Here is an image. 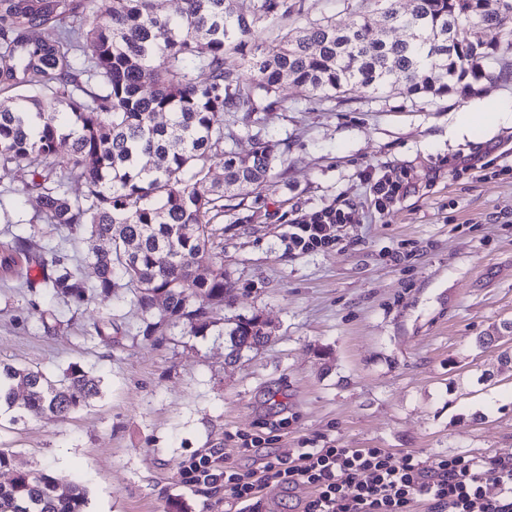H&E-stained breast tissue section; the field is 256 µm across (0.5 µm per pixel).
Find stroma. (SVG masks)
Instances as JSON below:
<instances>
[{"label":"stroma","mask_w":512,"mask_h":512,"mask_svg":"<svg viewBox=\"0 0 512 512\" xmlns=\"http://www.w3.org/2000/svg\"><path fill=\"white\" fill-rule=\"evenodd\" d=\"M292 2L287 18L259 25L263 47L309 21L381 26L376 0ZM497 66L508 78L463 95L358 89L319 100L284 84L267 118L288 142L283 178L259 222L244 221L249 197L224 215L235 286L205 335L177 323L143 336L130 288L75 309L0 280V362L55 381L76 363L102 381L67 420L0 416V451L84 487L86 512H167L186 456L232 450L246 435L288 454L411 452L428 469L446 455L512 459V361L500 359L512 353L500 328L512 322V126L451 134L457 114L483 101L512 111V54ZM380 176L408 189L383 210L370 191ZM27 182L25 165L0 171V245L29 232ZM328 208L351 215L340 243L292 250L288 220ZM106 313L120 327L108 345L88 333ZM252 315L268 339L232 355L229 332Z\"/></svg>","instance_id":"1"}]
</instances>
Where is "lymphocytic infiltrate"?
Segmentation results:
<instances>
[{"label":"lymphocytic infiltrate","mask_w":512,"mask_h":512,"mask_svg":"<svg viewBox=\"0 0 512 512\" xmlns=\"http://www.w3.org/2000/svg\"><path fill=\"white\" fill-rule=\"evenodd\" d=\"M343 210H328L314 223L293 224L288 239L310 253L335 246ZM496 492L487 495L486 484ZM271 485L312 490L302 512H512V461L498 457L443 456L426 472L411 452L383 448H302L295 455L266 456L259 468L224 465V497L238 512H262V492Z\"/></svg>","instance_id":"f902f5d3"}]
</instances>
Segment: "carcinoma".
Segmentation results:
<instances>
[{
	"instance_id": "1",
	"label": "carcinoma",
	"mask_w": 512,
	"mask_h": 512,
	"mask_svg": "<svg viewBox=\"0 0 512 512\" xmlns=\"http://www.w3.org/2000/svg\"><path fill=\"white\" fill-rule=\"evenodd\" d=\"M382 2L384 24L405 27L407 39L390 42L360 22L340 27L327 19L288 31L266 51L256 40L258 24L288 15L289 0H183L175 20L162 0H112L105 13L98 0H0V93L18 92L0 102V169H30L26 190L38 224L0 247V269L23 288L37 263L43 288L78 309L132 288L147 315L142 335H156L164 322L204 334L216 324L224 292L235 287L216 228L224 200L252 194L262 204L280 176L288 142L269 136L265 113L279 107L284 83L328 99L355 88L437 96L468 79L508 77L490 64L512 53V0H496L494 9L488 0H414L408 13L398 0ZM43 26L58 29L55 40L32 37ZM489 27L503 41L485 42ZM230 53L241 56L250 77L225 67ZM160 113L166 122L156 121ZM239 125L253 142L247 155L231 147ZM62 143L69 144L63 161ZM143 155L152 165L140 164ZM70 182L83 186L81 194L70 195ZM53 233L88 244L91 275L74 271L57 246L48 248L49 260L31 251V238ZM93 329L112 341L111 316ZM230 336L238 354L264 343L263 323L240 319ZM100 394L101 380L77 364L58 382L0 365V399L21 419L65 420ZM2 468L14 475L0 483V512H85L80 486L60 494L46 469L23 467L1 451ZM176 485L210 507L223 504L224 449L193 451Z\"/></svg>"
}]
</instances>
